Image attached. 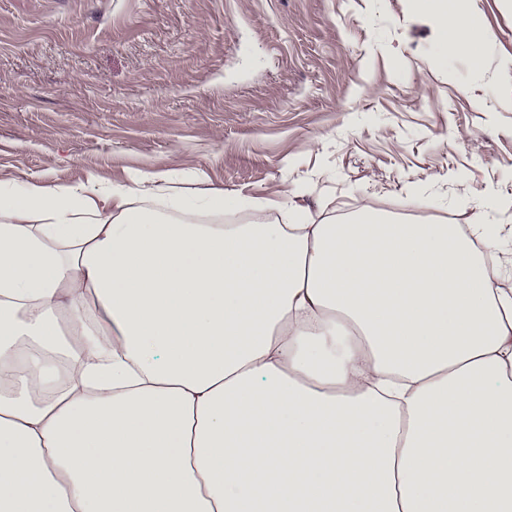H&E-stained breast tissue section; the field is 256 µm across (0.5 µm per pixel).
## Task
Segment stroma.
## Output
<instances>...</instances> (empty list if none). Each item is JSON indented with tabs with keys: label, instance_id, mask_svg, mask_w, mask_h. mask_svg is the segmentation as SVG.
Segmentation results:
<instances>
[{
	"label": "stroma",
	"instance_id": "1",
	"mask_svg": "<svg viewBox=\"0 0 512 512\" xmlns=\"http://www.w3.org/2000/svg\"><path fill=\"white\" fill-rule=\"evenodd\" d=\"M475 8L494 41L444 62L407 0H0V180L198 172L233 222L471 224L461 191L512 205V0Z\"/></svg>",
	"mask_w": 512,
	"mask_h": 512
}]
</instances>
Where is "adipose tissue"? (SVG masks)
<instances>
[{
  "mask_svg": "<svg viewBox=\"0 0 512 512\" xmlns=\"http://www.w3.org/2000/svg\"><path fill=\"white\" fill-rule=\"evenodd\" d=\"M442 58L473 0H411ZM0 180V512H512L508 236Z\"/></svg>",
  "mask_w": 512,
  "mask_h": 512,
  "instance_id": "ef3b65f1",
  "label": "adipose tissue"
}]
</instances>
